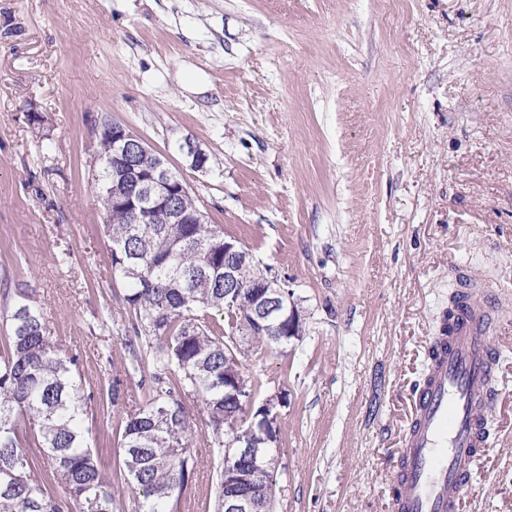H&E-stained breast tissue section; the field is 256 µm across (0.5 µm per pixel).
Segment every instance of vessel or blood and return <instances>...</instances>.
Masks as SVG:
<instances>
[{"mask_svg": "<svg viewBox=\"0 0 512 512\" xmlns=\"http://www.w3.org/2000/svg\"><path fill=\"white\" fill-rule=\"evenodd\" d=\"M491 309L467 290L450 336L436 340L428 382L399 450L394 512H458L473 469L488 446L489 378L495 364Z\"/></svg>", "mask_w": 512, "mask_h": 512, "instance_id": "vessel-or-blood-1", "label": "vessel or blood"}]
</instances>
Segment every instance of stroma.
I'll return each mask as SVG.
<instances>
[{"instance_id":"35a3bbf8","label":"stroma","mask_w":512,"mask_h":512,"mask_svg":"<svg viewBox=\"0 0 512 512\" xmlns=\"http://www.w3.org/2000/svg\"><path fill=\"white\" fill-rule=\"evenodd\" d=\"M189 65L204 93L179 81ZM104 116L299 303L304 336L245 363L286 395L274 512H391L466 279L497 310L498 362L460 512H512V0H0V275L31 289L85 391L120 380L123 401L86 423L112 472L142 392L89 179ZM101 313L114 332L92 333ZM193 453L179 512H214L209 450Z\"/></svg>"}]
</instances>
